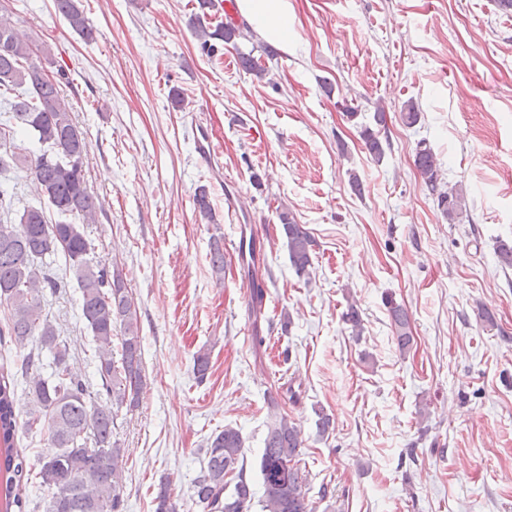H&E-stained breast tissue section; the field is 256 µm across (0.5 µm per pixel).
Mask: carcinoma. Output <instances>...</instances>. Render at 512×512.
I'll list each match as a JSON object with an SVG mask.
<instances>
[{
	"mask_svg": "<svg viewBox=\"0 0 512 512\" xmlns=\"http://www.w3.org/2000/svg\"><path fill=\"white\" fill-rule=\"evenodd\" d=\"M57 14L84 41L95 40L79 0H54ZM251 33L250 27L232 17L208 27L197 19L195 36L202 48L213 51V41L236 44ZM0 93L17 88L26 97L8 102L12 118L29 129L43 146L30 161L32 181L47 207L23 209L19 224L8 220L15 186L9 173L28 162L16 153L14 131L0 127V306L4 323L0 336H8L23 348L39 337L38 351L24 354L11 374L0 372V512H123V460L125 449L114 438L119 410L138 404L144 383L137 308L131 291L117 270L93 263L91 243L81 226L96 221L95 197L88 191L83 169L86 134L72 117L73 108L61 93L63 69L50 74L31 62L33 46L14 31L10 17L0 15ZM401 120L412 127L420 121L419 105L404 102ZM373 124L360 126V138L368 153L383 159L388 141L381 138L387 124L379 107ZM414 166L437 207L450 224L463 221L462 189L444 181L437 156L426 142L417 145ZM66 217L50 222L46 209ZM288 258L295 273L310 277L314 239L295 221L291 212L280 213ZM63 253L66 274H73L81 292L80 313L98 349V394L112 401V408L97 407L94 395L69 364V348L59 340L58 327L45 313L47 293L58 287L48 258ZM210 265L215 277L224 274V246L214 239ZM398 348L412 343L406 309L387 299ZM52 361L44 364L43 351ZM28 384L33 407L24 421L32 434H48L50 450L42 454L40 468L27 467L16 448L18 416L15 412L18 380ZM301 430L288 415L279 413L267 427L260 458L263 494L256 497L246 479L244 441L239 430L226 427L205 451L203 466L193 480L192 498L205 512H310L308 471L301 465ZM47 488L43 504L32 503L26 493L31 481ZM154 512H176L169 484L162 483L154 498Z\"/></svg>",
	"mask_w": 512,
	"mask_h": 512,
	"instance_id": "cac0c4a2",
	"label": "carcinoma"
}]
</instances>
